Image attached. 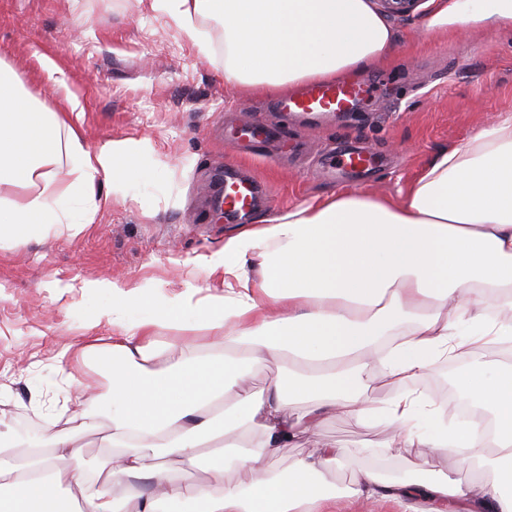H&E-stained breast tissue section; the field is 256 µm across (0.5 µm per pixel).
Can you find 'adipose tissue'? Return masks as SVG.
Returning a JSON list of instances; mask_svg holds the SVG:
<instances>
[{
    "instance_id": "ef3b65f1",
    "label": "adipose tissue",
    "mask_w": 512,
    "mask_h": 512,
    "mask_svg": "<svg viewBox=\"0 0 512 512\" xmlns=\"http://www.w3.org/2000/svg\"><path fill=\"white\" fill-rule=\"evenodd\" d=\"M153 7L204 55L210 45L194 18L221 19L224 82L244 92L363 73L388 60L395 42L366 0H153ZM490 19L512 21V0H457L426 27ZM68 105L65 113L45 111L0 68V186L35 190L21 205L0 197V236L21 226L81 230L105 195L123 192L139 146L87 149L79 102ZM65 156L85 199L78 222L68 215V190L57 186ZM254 258L255 278L246 269ZM223 266V289L165 300L109 280L89 283L112 301L114 334L111 344L90 341L75 357H112L108 439L116 452L100 468L74 472L55 464L77 453L69 432L49 435L46 455L24 464L0 442V512H178L185 502L194 512H324L336 489L323 470L338 460L337 448L299 458L285 474L262 462L331 414L381 415L387 447L430 475L391 487L365 470L351 496L390 499L401 512H512L511 364H477L457 378L462 396L493 414L491 432L474 420L448 427L420 396L380 409L363 397L367 368L387 387L422 377L440 357L512 336V114L438 153L400 198L339 193L239 231L224 243ZM404 322V340L379 356L378 338ZM159 327L176 331L175 341L159 344ZM269 356L297 368L264 393L244 390L249 369ZM213 441L222 450L208 459L204 484L155 465L194 463ZM450 451L489 466L487 477H448L438 461ZM230 470L235 480H227ZM118 480L127 484L121 499L113 494Z\"/></svg>"
}]
</instances>
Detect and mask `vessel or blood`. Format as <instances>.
Returning <instances> with one entry per match:
<instances>
[{"mask_svg":"<svg viewBox=\"0 0 512 512\" xmlns=\"http://www.w3.org/2000/svg\"><path fill=\"white\" fill-rule=\"evenodd\" d=\"M362 94L360 86L345 82H317L310 84L297 96L284 99L280 109L285 114L325 116L351 111ZM255 185L249 180L227 182L223 202L227 210H247L254 197Z\"/></svg>","mask_w":512,"mask_h":512,"instance_id":"b4317fda","label":"vessel or blood"}]
</instances>
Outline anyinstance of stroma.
<instances>
[{
	"label": "stroma",
	"mask_w": 512,
	"mask_h": 512,
	"mask_svg": "<svg viewBox=\"0 0 512 512\" xmlns=\"http://www.w3.org/2000/svg\"><path fill=\"white\" fill-rule=\"evenodd\" d=\"M453 3L424 0L418 15L390 20L393 58L359 76L366 93L355 115L287 120L277 95L227 86L218 49L201 56L152 0H0V62L41 91L42 107L58 112L75 97L89 149L114 140L143 146L132 162L138 176L82 231L59 224L0 240V434L31 442L69 428V399L80 391L100 428L77 433L79 460L59 466L89 469L108 456L111 370L64 354L112 334L103 299L85 293L84 282L109 279L159 298L220 286L223 271L209 265L243 224L339 192L397 195L438 152L512 113V26L429 31L428 17ZM248 118L280 128V138L254 150L231 142ZM340 150L375 154L378 164L356 178L332 174L327 161ZM230 172L259 184L250 216L216 206ZM386 434L381 419L332 416L267 465L287 472L323 442L343 451L326 475L337 489L368 469L387 483L414 478L385 448Z\"/></svg>",
	"instance_id": "1"
}]
</instances>
